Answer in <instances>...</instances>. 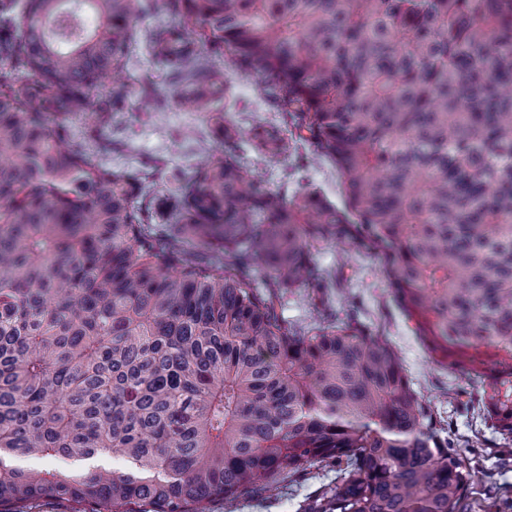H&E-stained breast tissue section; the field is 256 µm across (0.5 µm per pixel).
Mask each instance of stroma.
Wrapping results in <instances>:
<instances>
[{
  "instance_id": "1",
  "label": "stroma",
  "mask_w": 512,
  "mask_h": 512,
  "mask_svg": "<svg viewBox=\"0 0 512 512\" xmlns=\"http://www.w3.org/2000/svg\"><path fill=\"white\" fill-rule=\"evenodd\" d=\"M132 51L135 63L129 80L137 93L123 111L105 113L103 131L118 143L112 151L114 165L136 172L147 159H161L152 181L155 197L162 199L173 187V175L196 168L210 149L223 145L224 136L201 113L178 108L164 67L145 53L142 44L133 45ZM218 67L228 88L225 109L239 130L235 153L242 164L260 173L262 189L290 201L314 192L343 206L340 177L313 144L301 143L293 154L275 160L253 152L248 136L253 125L277 124L288 137L296 130L287 114L260 94L254 75L228 60ZM310 260L332 283L330 302L337 319L358 321L365 331L388 341L419 394L447 413L451 439L479 472L464 512H512V439L481 421L476 403L469 400L477 387L471 375L430 359L386 287L380 255L357 243L331 241L315 245ZM335 477L334 471L321 468L306 480L284 484L272 496L245 498L228 508L217 502L211 512H299L305 498Z\"/></svg>"
}]
</instances>
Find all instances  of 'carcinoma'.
Returning a JSON list of instances; mask_svg holds the SVG:
<instances>
[{
  "label": "carcinoma",
  "instance_id": "carcinoma-1",
  "mask_svg": "<svg viewBox=\"0 0 512 512\" xmlns=\"http://www.w3.org/2000/svg\"><path fill=\"white\" fill-rule=\"evenodd\" d=\"M142 39L185 112L222 128L171 209L112 167L149 0L0 4V512H207L326 467L300 512H462L474 478L388 342L279 312L329 282L311 247L381 254L431 359L512 437V0H167ZM229 53L336 167L340 211L262 190L212 107ZM84 116L71 135L65 118ZM269 159L292 143L252 128ZM261 262L271 283L255 286ZM78 475L16 457L94 461ZM166 1L167 0H156L155 8L149 14L142 16L135 23L139 36L149 29L168 24L175 20L174 15L167 8Z\"/></svg>",
  "mask_w": 512,
  "mask_h": 512
}]
</instances>
